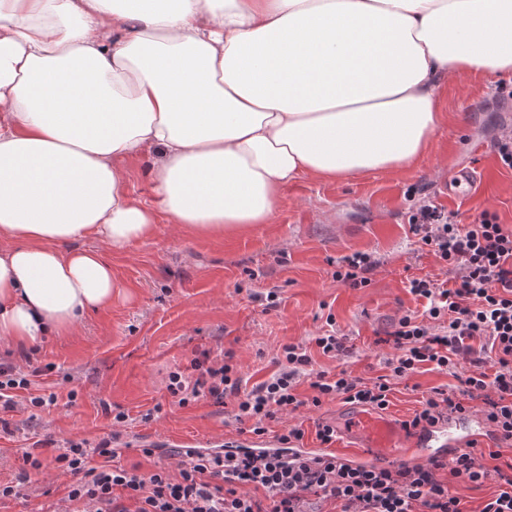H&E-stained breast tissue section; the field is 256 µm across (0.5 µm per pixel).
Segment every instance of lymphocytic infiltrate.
<instances>
[{"label": "lymphocytic infiltrate", "mask_w": 512, "mask_h": 512, "mask_svg": "<svg viewBox=\"0 0 512 512\" xmlns=\"http://www.w3.org/2000/svg\"><path fill=\"white\" fill-rule=\"evenodd\" d=\"M410 230L452 273L451 283L430 277L410 279L409 293L425 300L422 312L401 317L387 342L386 374L362 377L347 369L314 370L311 348L338 359L350 353L347 337L327 330L309 342L285 344L275 356L276 371L247 385L232 353L222 359H193L189 370L168 375L167 390L179 405L208 397L214 405L232 403L229 422L248 425L250 433L267 434L270 422L283 412L320 407L340 400L373 409H387L396 382L408 379L422 365L452 373L455 391L435 387L402 427L416 433L445 417H461L481 404L499 444L489 461L477 463L474 448L458 450L450 459L408 466L352 465L331 453L336 428L318 424L316 438L326 453L319 458H287L250 450L189 453L176 472L115 464L111 440L90 444L65 440L57 457L74 481L67 503L54 512H469L454 485L497 483L480 512H512V458L501 445L512 446V228L481 213L461 224L433 204L410 218ZM42 368L24 372L0 363V412L16 407L13 393L29 391L30 408L56 402V394H31ZM309 385L303 395L301 385ZM99 456L103 465L91 466Z\"/></svg>", "instance_id": "1"}]
</instances>
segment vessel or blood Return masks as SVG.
<instances>
[{
    "instance_id": "1",
    "label": "vessel or blood",
    "mask_w": 512,
    "mask_h": 512,
    "mask_svg": "<svg viewBox=\"0 0 512 512\" xmlns=\"http://www.w3.org/2000/svg\"><path fill=\"white\" fill-rule=\"evenodd\" d=\"M344 434L359 440L358 456L370 451L398 454L415 462L449 458L452 452L474 442H490L484 421L463 425L458 419H443L428 432L418 434L409 443H401L395 423L377 412L356 407L342 420Z\"/></svg>"
}]
</instances>
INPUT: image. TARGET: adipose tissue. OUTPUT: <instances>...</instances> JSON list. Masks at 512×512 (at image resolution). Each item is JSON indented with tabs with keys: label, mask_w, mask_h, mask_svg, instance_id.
I'll list each match as a JSON object with an SVG mask.
<instances>
[{
	"label": "adipose tissue",
	"mask_w": 512,
	"mask_h": 512,
	"mask_svg": "<svg viewBox=\"0 0 512 512\" xmlns=\"http://www.w3.org/2000/svg\"><path fill=\"white\" fill-rule=\"evenodd\" d=\"M470 72L512 74V0H0V342L110 304L158 215L221 234L300 176L401 170ZM144 152L154 208L118 165Z\"/></svg>",
	"instance_id": "adipose-tissue-1"
}]
</instances>
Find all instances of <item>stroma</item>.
Returning a JSON list of instances; mask_svg holds the SVG:
<instances>
[{
  "label": "stroma",
  "instance_id": "35a3bbf8",
  "mask_svg": "<svg viewBox=\"0 0 512 512\" xmlns=\"http://www.w3.org/2000/svg\"><path fill=\"white\" fill-rule=\"evenodd\" d=\"M437 96L442 124L427 151L403 172L298 179L281 188L270 223L241 231L207 235L158 221L152 236L112 253V276L121 291L110 305L92 311L67 335L40 342L30 357L0 342V358L14 365H52L38 383L58 395L45 410L33 414L21 402L7 415L11 426L0 433V482L16 481L24 453L34 452L43 466L32 473L24 497L0 501V512H48L66 496L71 479L55 458L68 438L95 444L116 432L147 433L156 447L152 457L134 450L119 458L146 472L174 467L171 453L178 441L226 436L245 447L250 434L225 425L223 408L205 397L181 407L166 391L169 372L202 353L216 358L233 351L244 378L254 383L275 371L279 345L309 339L325 330L331 316L354 353L342 361L313 353L314 369L383 374L380 338L422 307L407 290L408 278L448 277L447 268L420 250L409 230L423 198L462 224L486 211L512 227V169L493 149L494 140L512 129V75L473 73L439 86ZM152 162L149 154L120 162L125 191L151 206L156 203ZM461 168L474 169L477 182L463 194H448L445 182ZM357 251L374 253L380 265L369 286L340 285L332 277L337 262ZM274 286L282 290L281 301L267 312L255 296ZM457 384L452 374L420 368L395 385L386 414L404 420L431 388ZM121 410L128 421L114 423ZM348 410L342 402H327L283 414L270 428L280 432L302 424L303 443L312 447L316 421L339 424ZM148 412L152 420L142 421Z\"/></svg>",
  "mask_w": 512,
  "mask_h": 512
}]
</instances>
